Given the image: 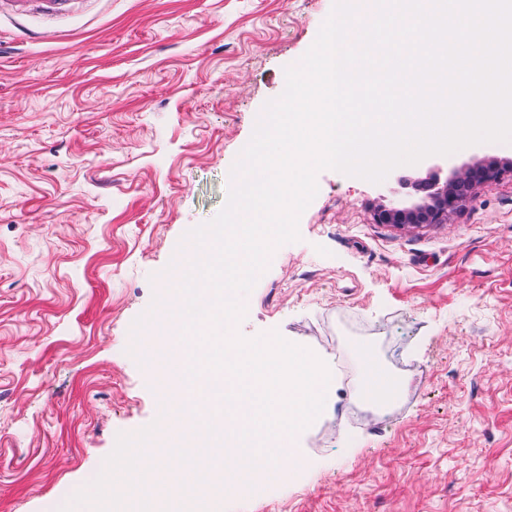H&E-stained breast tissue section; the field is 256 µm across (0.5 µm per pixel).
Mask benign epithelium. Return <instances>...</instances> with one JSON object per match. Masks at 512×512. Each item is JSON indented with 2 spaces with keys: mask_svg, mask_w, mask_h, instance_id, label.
<instances>
[{
  "mask_svg": "<svg viewBox=\"0 0 512 512\" xmlns=\"http://www.w3.org/2000/svg\"><path fill=\"white\" fill-rule=\"evenodd\" d=\"M501 173L502 170L497 164L490 163L456 172L443 184L437 180L430 181L426 184L430 204L411 209H381L374 213V220L378 224L397 226L443 224L448 221V215L460 210L469 200V193L483 183L498 179Z\"/></svg>",
  "mask_w": 512,
  "mask_h": 512,
  "instance_id": "benign-epithelium-1",
  "label": "benign epithelium"
}]
</instances>
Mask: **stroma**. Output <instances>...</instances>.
<instances>
[{"instance_id":"35a3bbf8","label":"stroma","mask_w":512,"mask_h":512,"mask_svg":"<svg viewBox=\"0 0 512 512\" xmlns=\"http://www.w3.org/2000/svg\"><path fill=\"white\" fill-rule=\"evenodd\" d=\"M333 0H69L0 10V512H60L118 434L161 418L163 356L134 321ZM512 144L335 170L245 296L238 332L324 355L327 410L293 474L221 512H512V172L444 224H377ZM413 366L400 410L351 422L354 342Z\"/></svg>"}]
</instances>
